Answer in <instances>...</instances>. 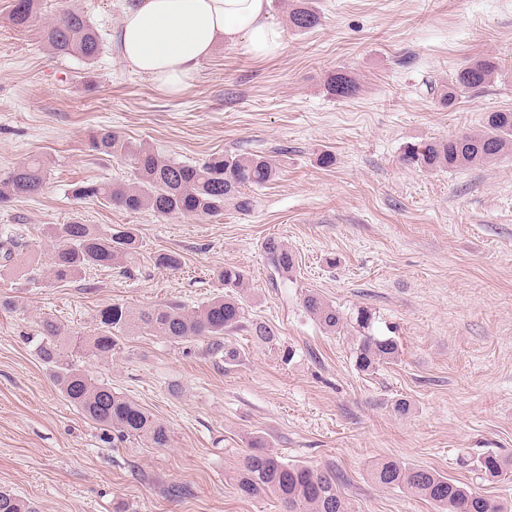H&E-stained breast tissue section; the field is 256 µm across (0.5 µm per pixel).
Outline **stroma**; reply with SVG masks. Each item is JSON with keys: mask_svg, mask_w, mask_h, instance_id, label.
Segmentation results:
<instances>
[{"mask_svg": "<svg viewBox=\"0 0 512 512\" xmlns=\"http://www.w3.org/2000/svg\"><path fill=\"white\" fill-rule=\"evenodd\" d=\"M320 25L287 26L282 51L256 59L229 45L204 61L180 95L161 93L119 58L112 33L127 0H39L42 20L88 12L105 42L94 66L53 57L37 30L7 20L0 0V171L45 161L47 183L0 208V233L24 262L43 264L53 224L79 220L131 227L137 260L90 269L67 283L27 280L0 267V486L42 512H282L273 495L244 498L233 477L252 437L285 461L336 470L349 512H434L431 504L376 486L377 463L436 470L486 498L512 505V471L486 478V454L512 460V157L464 172H422L400 161L404 146L512 110V78L438 104L433 83L467 59L512 58V0H315ZM341 69L354 98L324 90ZM107 128L179 162L215 152L275 154L277 179L251 190L253 207L218 217L159 218L71 194L82 182L123 181L126 166L91 151ZM332 152L334 165L318 158ZM295 256L287 277L270 268L267 239ZM177 253L178 270L154 256ZM243 270L253 318L276 344L248 332L225 366L207 339L171 344L129 335L112 360H84L87 373L170 429L167 448L122 440L67 402L34 353L45 316L78 336L119 302L138 310L191 309L218 291L216 271ZM342 312L368 308L375 332L400 344L395 362L360 372L353 333L331 334L303 310L306 291ZM294 351L283 362L281 348ZM403 400L407 414L393 405Z\"/></svg>", "mask_w": 512, "mask_h": 512, "instance_id": "stroma-1", "label": "stroma"}]
</instances>
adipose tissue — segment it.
Returning <instances> with one entry per match:
<instances>
[{
	"label": "adipose tissue",
	"instance_id": "ef3b65f1",
	"mask_svg": "<svg viewBox=\"0 0 512 512\" xmlns=\"http://www.w3.org/2000/svg\"><path fill=\"white\" fill-rule=\"evenodd\" d=\"M270 0H134L113 40L133 72L148 76L164 94H181L201 63L224 43L255 57L278 54L283 30Z\"/></svg>",
	"mask_w": 512,
	"mask_h": 512
}]
</instances>
